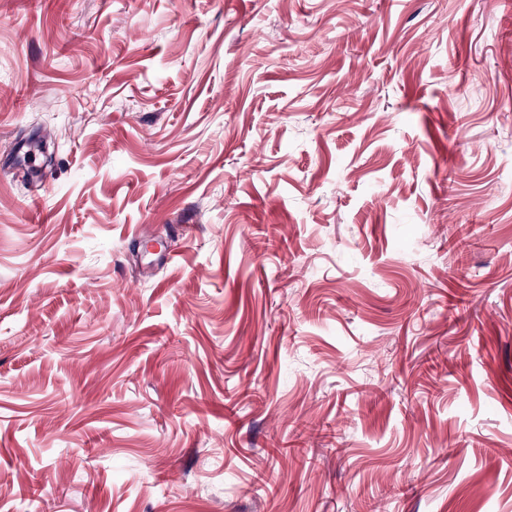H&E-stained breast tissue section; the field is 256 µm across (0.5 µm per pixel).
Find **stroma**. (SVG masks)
I'll list each match as a JSON object with an SVG mask.
<instances>
[{"label": "stroma", "instance_id": "35a3bbf8", "mask_svg": "<svg viewBox=\"0 0 512 512\" xmlns=\"http://www.w3.org/2000/svg\"><path fill=\"white\" fill-rule=\"evenodd\" d=\"M0 512H512V0H0Z\"/></svg>", "mask_w": 512, "mask_h": 512}]
</instances>
